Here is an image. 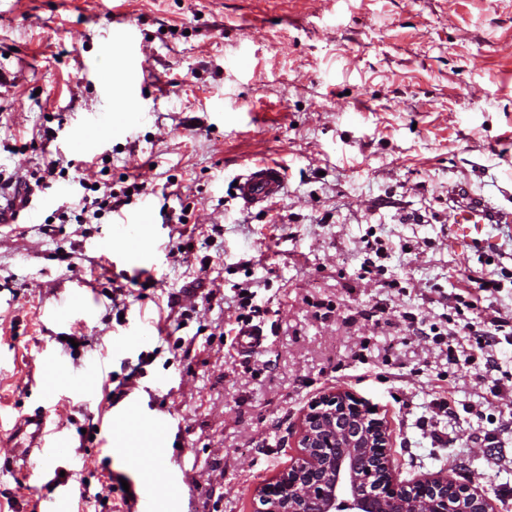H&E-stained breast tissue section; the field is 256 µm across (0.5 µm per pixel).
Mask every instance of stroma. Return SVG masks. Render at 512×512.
<instances>
[{"label":"stroma","mask_w":512,"mask_h":512,"mask_svg":"<svg viewBox=\"0 0 512 512\" xmlns=\"http://www.w3.org/2000/svg\"><path fill=\"white\" fill-rule=\"evenodd\" d=\"M130 21L151 71L138 108L101 94L102 80L124 86L109 44ZM103 112L107 178L117 191L143 182L156 233L0 227V415H48L79 460L65 473L94 491L111 482L102 512L140 494L162 454L183 463L176 490L157 488L179 512H257V489L298 455L304 411L342 390L385 423L400 480L443 474L512 512V223L486 225L479 246L448 235L458 188L512 211V0H0V166L59 157L85 170L93 151L67 135ZM256 163L281 166L285 185L246 209L233 183ZM169 180L181 224L160 215ZM370 231L392 251L367 282ZM142 248L149 266L117 262ZM481 276L502 291L459 306ZM250 278L263 352L237 353L229 304L190 315L189 355L156 334L115 351L136 320L166 319L169 293L187 308L215 280L229 301ZM73 282L93 306L82 332L112 370L154 355L135 383L146 419L113 423L108 447L88 434L103 395L91 354L64 353L42 316ZM115 288L131 293L120 316ZM491 308L508 325L488 356L477 340ZM434 325L454 343L427 336ZM22 480L0 476V512L56 494Z\"/></svg>","instance_id":"stroma-1"}]
</instances>
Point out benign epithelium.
<instances>
[{
	"instance_id": "benign-epithelium-1",
	"label": "benign epithelium",
	"mask_w": 512,
	"mask_h": 512,
	"mask_svg": "<svg viewBox=\"0 0 512 512\" xmlns=\"http://www.w3.org/2000/svg\"><path fill=\"white\" fill-rule=\"evenodd\" d=\"M387 442L383 421L352 394H322L301 419L298 458L261 489L257 512H495L444 475L398 481Z\"/></svg>"
}]
</instances>
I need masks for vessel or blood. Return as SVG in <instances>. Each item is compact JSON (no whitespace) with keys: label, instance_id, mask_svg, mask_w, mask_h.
<instances>
[{"label":"vessel or blood","instance_id":"b4317fda","mask_svg":"<svg viewBox=\"0 0 512 512\" xmlns=\"http://www.w3.org/2000/svg\"><path fill=\"white\" fill-rule=\"evenodd\" d=\"M113 42L123 48L124 74L129 92H136L138 85L146 79L148 69L145 65V53L139 43L134 25H126L112 35ZM284 188V174L275 165H255L238 176L234 188L236 197L244 206L252 208L278 197ZM48 199L34 198L24 191L0 188V217L8 223H16L20 216L36 218L47 207ZM496 221L511 222L512 213L497 208L481 198H470L460 213L459 222L450 224V234L463 231L481 233L484 226ZM80 287L72 286L58 295L55 303L47 307L44 318L51 324L65 326L72 320L87 324L93 317L91 305H84L80 314H73L69 303L81 295ZM267 337L262 330L251 326L242 327L235 336L234 344L238 352L252 355L265 349ZM14 435H28L29 440L18 443L17 451L8 464L10 470L24 472L26 478L35 483H47L51 480L50 464L63 453L67 438L43 415H26L19 418L13 428Z\"/></svg>","mask_w":512,"mask_h":512}]
</instances>
